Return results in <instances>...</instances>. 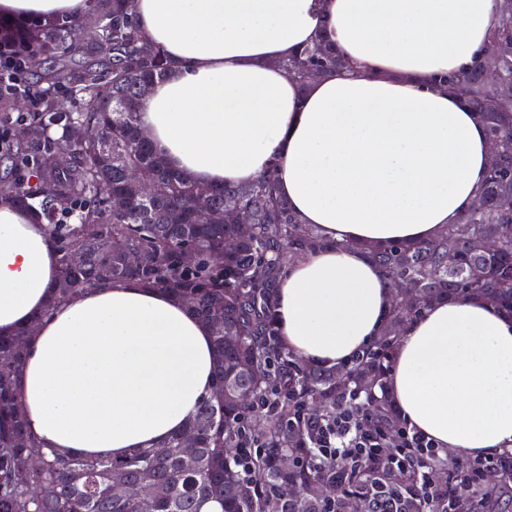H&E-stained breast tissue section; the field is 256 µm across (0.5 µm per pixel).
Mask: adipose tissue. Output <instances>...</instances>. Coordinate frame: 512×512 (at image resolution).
Returning a JSON list of instances; mask_svg holds the SVG:
<instances>
[{"label":"adipose tissue","instance_id":"1","mask_svg":"<svg viewBox=\"0 0 512 512\" xmlns=\"http://www.w3.org/2000/svg\"><path fill=\"white\" fill-rule=\"evenodd\" d=\"M92 0H0V19L83 18ZM171 66L139 123L205 185L275 169L280 194L330 247L275 289L287 351L342 368L381 333L394 294L368 244L433 239L474 205L488 136L438 75L483 49L496 0H135ZM354 63L299 89L283 67L320 35ZM59 254L0 199V335L26 327L22 403L40 447L118 457L183 431L213 391L209 326L135 282L51 304ZM387 385L404 422L458 459L512 449V316L438 301L409 321Z\"/></svg>","mask_w":512,"mask_h":512}]
</instances>
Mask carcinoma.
<instances>
[{
    "instance_id": "cac0c4a2",
    "label": "carcinoma",
    "mask_w": 512,
    "mask_h": 512,
    "mask_svg": "<svg viewBox=\"0 0 512 512\" xmlns=\"http://www.w3.org/2000/svg\"><path fill=\"white\" fill-rule=\"evenodd\" d=\"M102 26L101 40L84 45L73 20L41 22L13 30L12 43L22 52L39 53L51 61L43 81L65 90L70 112H58L45 96L28 113L29 137L15 142L16 156H3L5 170L23 167L37 155L36 166L22 177H8L0 197L30 211L44 225L59 255V281L50 305L94 286L128 280L165 290L179 302L193 300L189 312L209 325L215 348V387L198 407L191 428L197 446H183L177 434L156 448H134L125 457L82 458L63 451L31 448L37 439L20 404L24 347L29 329L0 337V512H199V504L214 501L221 512H452L455 489L471 488L473 512H505L512 502V465L499 468L498 483H483L471 462L432 464L433 489L421 490L408 473L391 474L389 457L398 453L402 420L386 389V376L404 324L434 301L480 296L512 315V97H500L482 77L485 58L476 56L464 71L445 77L440 85L459 95L484 123L488 136L502 141L498 167L487 171L480 197L486 207L469 211L436 239L425 243L368 246L389 287L403 279L420 283L411 300L391 308L386 327L363 354L336 370L310 365L281 345L274 318V288L283 274L281 253L304 256L328 246L314 228L299 222L287 199L275 187L271 168L248 185H200L170 167L149 141L140 138L139 88L160 80L170 63L164 50L141 35L134 0H94ZM490 39L501 46L496 68L512 81V0H498ZM304 89L314 71L340 73L352 64L321 39L283 63ZM85 122L94 139L72 140V127ZM60 128L63 136L52 130ZM112 143L120 155L115 163L97 150ZM70 151L64 167L53 164L59 148ZM142 183L161 181L166 194L147 204L129 171ZM123 193L126 211H112L108 198ZM69 199L77 223L58 221L55 202ZM234 201L244 213L250 232L223 222L194 230L193 217L202 207L224 213ZM237 241L224 252V241ZM495 253L485 251L489 241ZM190 250L191 264L181 260ZM138 251L140 265L129 267L126 255ZM460 257L459 269L448 271V253ZM478 265L486 276L467 279ZM237 340L224 341V333ZM255 362L256 371L239 368L240 358ZM364 393L366 414L378 434L390 440L379 454L348 466L336 458L310 453V434L290 425L287 415L301 416L315 405L319 417L333 418L349 396ZM292 458L285 467L283 454ZM191 455L192 468L182 459ZM136 483L144 475L167 487L164 498L145 494L112 496L113 476ZM341 489L335 499L322 488Z\"/></svg>"
}]
</instances>
